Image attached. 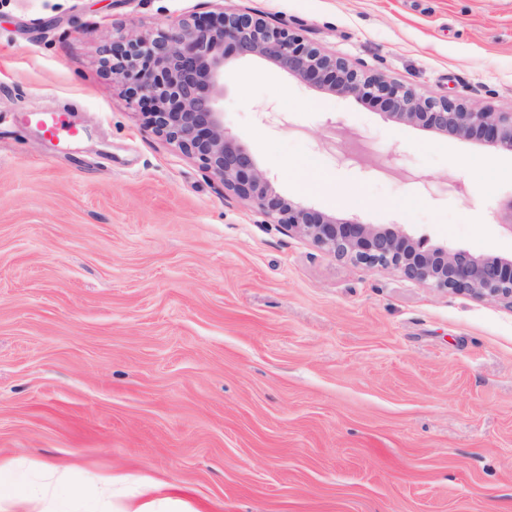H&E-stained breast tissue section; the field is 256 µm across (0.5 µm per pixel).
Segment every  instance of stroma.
Masks as SVG:
<instances>
[{
	"label": "stroma",
	"mask_w": 512,
	"mask_h": 512,
	"mask_svg": "<svg viewBox=\"0 0 512 512\" xmlns=\"http://www.w3.org/2000/svg\"><path fill=\"white\" fill-rule=\"evenodd\" d=\"M221 6L512 111V0H0V461L149 478L182 512H512V309L286 231L104 68L113 36ZM224 125L277 194L512 253L510 156L259 58L226 65Z\"/></svg>",
	"instance_id": "1"
}]
</instances>
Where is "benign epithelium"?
I'll use <instances>...</instances> for the list:
<instances>
[{
	"label": "benign epithelium",
	"instance_id": "obj_1",
	"mask_svg": "<svg viewBox=\"0 0 512 512\" xmlns=\"http://www.w3.org/2000/svg\"><path fill=\"white\" fill-rule=\"evenodd\" d=\"M105 63L146 108L148 124L198 159L224 189L287 231L338 258L400 271L425 288H446L512 308V256H473L430 245L397 227L343 220L292 202L271 187L249 150L224 128V64L258 57L318 89L364 100L392 121L512 153V111L494 112L448 96L424 97L382 74L353 68L289 29L246 13L182 19L166 31L112 39Z\"/></svg>",
	"mask_w": 512,
	"mask_h": 512
}]
</instances>
